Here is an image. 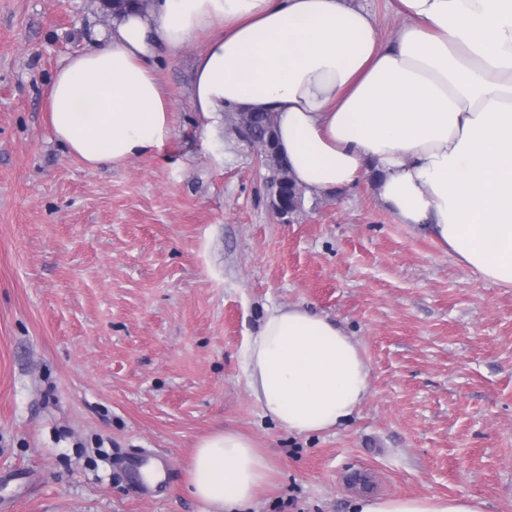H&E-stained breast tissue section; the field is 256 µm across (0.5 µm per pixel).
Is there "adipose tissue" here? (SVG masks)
I'll return each instance as SVG.
<instances>
[{
    "mask_svg": "<svg viewBox=\"0 0 512 512\" xmlns=\"http://www.w3.org/2000/svg\"><path fill=\"white\" fill-rule=\"evenodd\" d=\"M405 22L381 43L352 0H152L69 55L49 90L54 137L90 170L161 152L171 101L153 61L207 35L192 104L272 113L296 182L341 192L374 178L399 223L458 263L512 288V0H396ZM262 416L309 434L343 425L367 399L369 368L327 316L268 308L242 351ZM272 456L235 431L197 445L190 493L204 512H244ZM352 512H484L472 496H364Z\"/></svg>",
    "mask_w": 512,
    "mask_h": 512,
    "instance_id": "obj_1",
    "label": "adipose tissue"
}]
</instances>
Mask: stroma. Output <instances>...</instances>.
I'll list each match as a JSON object with an SVG mask.
<instances>
[{
  "mask_svg": "<svg viewBox=\"0 0 512 512\" xmlns=\"http://www.w3.org/2000/svg\"><path fill=\"white\" fill-rule=\"evenodd\" d=\"M102 0H0V512H201L185 489L204 437L275 460L249 512H350L361 494L470 495L512 512V288L456 263L370 181L271 213L264 169L225 113L191 101L199 35L160 56L168 158L87 170L49 126L67 56L108 29ZM329 316L370 394L313 434L264 418L241 348L266 308ZM165 458L142 497L117 457Z\"/></svg>",
  "mask_w": 512,
  "mask_h": 512,
  "instance_id": "obj_1",
  "label": "stroma"
}]
</instances>
